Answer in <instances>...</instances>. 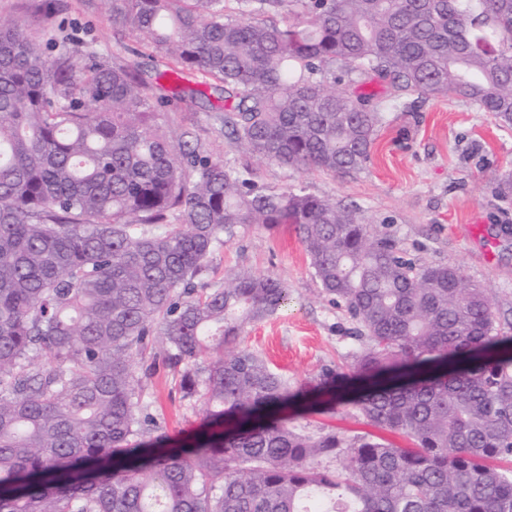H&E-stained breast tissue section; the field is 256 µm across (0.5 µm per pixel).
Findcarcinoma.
Masks as SVG:
<instances>
[{"label": "carcinoma", "instance_id": "obj_1", "mask_svg": "<svg viewBox=\"0 0 512 512\" xmlns=\"http://www.w3.org/2000/svg\"><path fill=\"white\" fill-rule=\"evenodd\" d=\"M101 2L167 61L153 80L70 34L50 54L0 25V512H512V334L486 289L159 122V90L197 72L224 84V135L290 168L366 170L411 93L511 127L512 0ZM337 64L387 95L328 84ZM279 224L363 340L329 402L408 446L288 423L304 400L240 346L288 305L280 279L233 270L195 292L215 244ZM154 348L206 406L193 444L145 439Z\"/></svg>", "mask_w": 512, "mask_h": 512}]
</instances>
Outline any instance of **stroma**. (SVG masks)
<instances>
[{
	"label": "stroma",
	"mask_w": 512,
	"mask_h": 512,
	"mask_svg": "<svg viewBox=\"0 0 512 512\" xmlns=\"http://www.w3.org/2000/svg\"><path fill=\"white\" fill-rule=\"evenodd\" d=\"M54 16L40 0H0V21L25 23L38 44L57 37L58 23L102 59L120 58L145 71L150 58L134 54L138 38H116L99 0H57ZM222 112L191 99L169 101L161 114L174 135L194 128L227 165L245 168L254 181L282 188L303 187L341 205L359 207L371 233L393 239L420 264L461 268L486 288L497 313L512 320V204L495 193V178L512 175V129L500 127L478 105L428 100L414 112L391 109L372 148V163L358 174L289 169L237 148L222 132ZM248 268L281 279L289 303L274 317L247 329L244 347L262 356L292 388L311 387L330 370H347L362 347L355 324L333 296L321 288L293 226L237 228L234 237L212 251L201 291L223 287L227 271ZM181 373L157 362L142 379L140 413L152 421L151 437L185 441L200 430L203 406L184 399ZM306 432L327 428L351 437L366 424L352 405L307 410L295 419Z\"/></svg>",
	"instance_id": "35a3bbf8"
}]
</instances>
